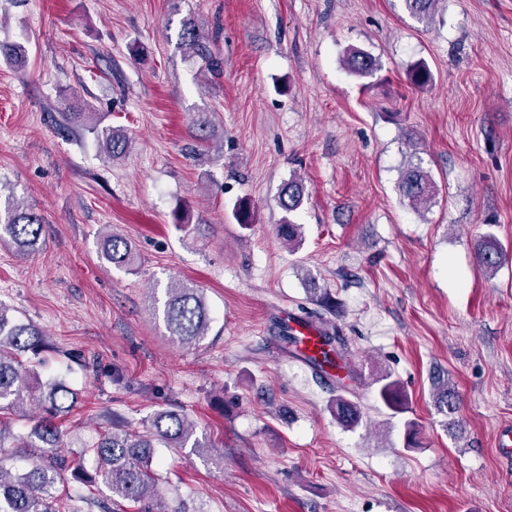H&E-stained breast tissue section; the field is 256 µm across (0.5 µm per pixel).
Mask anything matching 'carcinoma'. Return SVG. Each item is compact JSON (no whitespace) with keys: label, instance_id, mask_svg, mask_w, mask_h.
<instances>
[{"label":"carcinoma","instance_id":"obj_1","mask_svg":"<svg viewBox=\"0 0 512 512\" xmlns=\"http://www.w3.org/2000/svg\"><path fill=\"white\" fill-rule=\"evenodd\" d=\"M435 2L437 0H404L408 13L418 20L433 14ZM207 43L193 17L182 21L180 45L200 58L206 70L216 76L221 73L222 65L211 55ZM0 56L21 67L27 60V50L19 44L1 42ZM343 64L349 73L360 77L372 74L376 67L372 56L354 47L345 51ZM408 80L415 89L426 88L431 81L428 65L423 61L412 65ZM62 117L66 123L81 125L96 134L100 148L108 158L116 161L129 151L128 138L118 129L100 128L98 113L93 108L89 107L85 112H64ZM193 128L197 140L208 146L216 142L209 113H197ZM398 188L417 212L428 209L437 195L431 174L421 164L411 161L400 174ZM303 197L304 182L297 175L284 183L279 192V205L287 216L278 225V235L290 248L300 246L303 241L302 225L288 217L301 207ZM42 224L41 215L10 201L0 212V240L7 237L18 250L33 251L39 245ZM476 255L480 270L491 275L505 259L504 250L492 233L480 236ZM102 258L117 268H130L135 263V255L127 240L115 232L104 236ZM162 314L169 336L183 346L194 344L208 334L211 314L203 293L184 281L169 285ZM315 321L322 325L320 335L324 345L330 348L334 361H344L340 347L345 345V340L338 327L321 314L315 316ZM42 337L43 332L38 326L12 320L0 304V411L26 405L35 388L39 391L37 407L40 410L28 432L12 437L14 447L22 449L19 459L27 461L28 466L13 475L6 471L0 458V512H60L56 485L67 473L84 486L101 482L111 489L113 512H124L125 501L140 504L146 512H152L157 504L156 474L152 468L155 444L180 451L187 448L189 453L207 461L223 459L221 455L204 454L203 449L209 444L196 436L193 423L185 414L166 409L154 414L150 432L145 435L112 426V430L101 435L93 445L97 457L94 473L85 472L61 448L56 423L75 407L77 394L60 381L41 382L35 369L25 367L19 360L21 354L37 351ZM373 384L384 407L394 413L405 412L406 395L399 380L385 372L376 376ZM436 404L438 411L446 416L456 414L458 396L455 390L444 385L437 394ZM331 410L336 421L345 428L353 429L362 421L361 406L348 398L341 386Z\"/></svg>","mask_w":512,"mask_h":512}]
</instances>
